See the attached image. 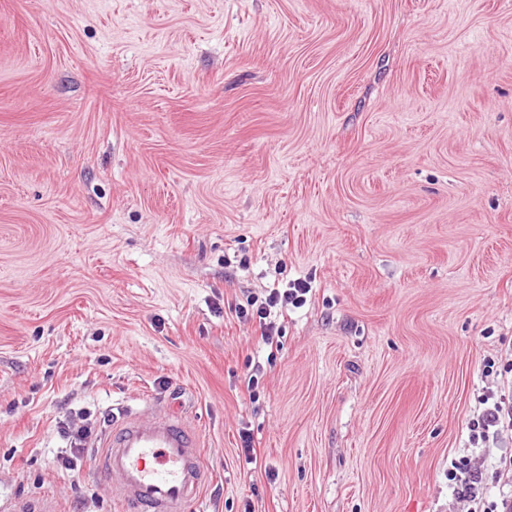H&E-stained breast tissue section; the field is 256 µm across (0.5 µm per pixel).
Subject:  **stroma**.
<instances>
[{
    "instance_id": "stroma-1",
    "label": "stroma",
    "mask_w": 512,
    "mask_h": 512,
    "mask_svg": "<svg viewBox=\"0 0 512 512\" xmlns=\"http://www.w3.org/2000/svg\"><path fill=\"white\" fill-rule=\"evenodd\" d=\"M296 280L263 343L239 308ZM490 359L512 0H0V500L119 512L57 427L153 400L205 512H467L452 459L512 495ZM492 397H486L484 399V405H487L482 414L470 424V440L474 444L479 442H485L494 437L498 432L501 425L503 426L505 421H508V425H512V401L511 398L507 399L508 403L504 401V398L500 397L499 400H493Z\"/></svg>"
}]
</instances>
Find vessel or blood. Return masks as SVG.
Masks as SVG:
<instances>
[{
  "label": "vessel or blood",
  "instance_id": "1",
  "mask_svg": "<svg viewBox=\"0 0 512 512\" xmlns=\"http://www.w3.org/2000/svg\"><path fill=\"white\" fill-rule=\"evenodd\" d=\"M97 473L121 512H190L210 474L186 415L146 401L122 408L99 439Z\"/></svg>",
  "mask_w": 512,
  "mask_h": 512
}]
</instances>
